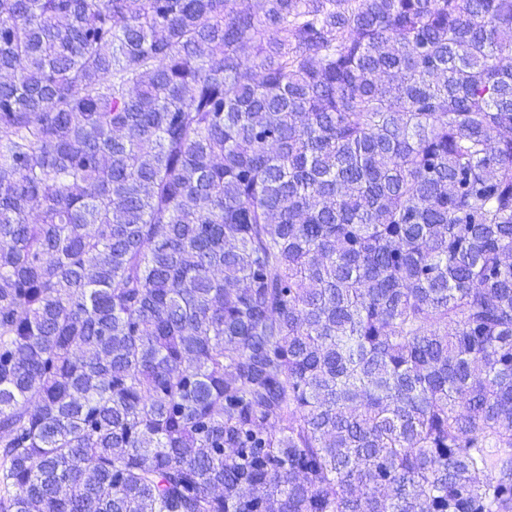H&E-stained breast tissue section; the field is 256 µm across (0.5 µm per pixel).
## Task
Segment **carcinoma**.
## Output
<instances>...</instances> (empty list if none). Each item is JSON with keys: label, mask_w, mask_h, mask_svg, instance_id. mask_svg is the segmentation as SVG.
<instances>
[{"label": "carcinoma", "mask_w": 512, "mask_h": 512, "mask_svg": "<svg viewBox=\"0 0 512 512\" xmlns=\"http://www.w3.org/2000/svg\"><path fill=\"white\" fill-rule=\"evenodd\" d=\"M0 512H512V0H0Z\"/></svg>", "instance_id": "carcinoma-1"}]
</instances>
